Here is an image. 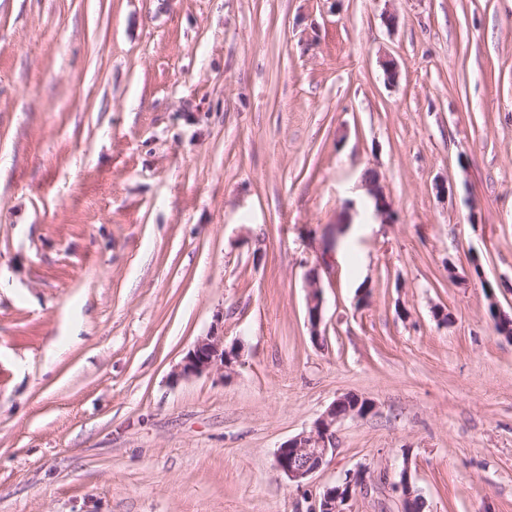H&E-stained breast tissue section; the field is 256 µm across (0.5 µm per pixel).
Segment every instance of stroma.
<instances>
[{
  "label": "stroma",
  "mask_w": 512,
  "mask_h": 512,
  "mask_svg": "<svg viewBox=\"0 0 512 512\" xmlns=\"http://www.w3.org/2000/svg\"><path fill=\"white\" fill-rule=\"evenodd\" d=\"M493 304L512 0H0V512H310L359 468L351 512H401L405 466L423 512H512ZM213 333L240 363L177 377ZM347 393L296 487L277 448ZM363 182L361 185L366 189L375 217L381 224L393 223L391 203L379 186L377 176L368 177L364 174ZM308 296H307V317L311 325V337L313 340H320L319 326L323 314V297L319 284V279L312 275L308 278Z\"/></svg>",
  "instance_id": "stroma-1"
}]
</instances>
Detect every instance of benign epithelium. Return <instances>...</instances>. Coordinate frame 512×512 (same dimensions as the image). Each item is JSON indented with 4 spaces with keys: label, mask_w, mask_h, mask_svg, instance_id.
Listing matches in <instances>:
<instances>
[{
    "label": "benign epithelium",
    "mask_w": 512,
    "mask_h": 512,
    "mask_svg": "<svg viewBox=\"0 0 512 512\" xmlns=\"http://www.w3.org/2000/svg\"><path fill=\"white\" fill-rule=\"evenodd\" d=\"M363 187L372 203L373 213L382 224L393 223L391 203L382 191L375 176H363ZM323 314V297L319 279L308 278L307 317L311 325V337L320 340L319 326ZM239 349L236 346L224 347V337L212 333L196 342L178 368L181 377H192L220 370L228 373L238 363ZM344 397L334 400L327 410L313 424L311 430L298 434L283 442L275 454L277 469L288 480L302 486L310 476L322 469L327 458L334 452L335 428L340 421L352 418H365L374 410V404L366 401L365 409L359 407L341 409L339 404ZM367 472L363 469L348 471L335 484L327 486L315 501L313 512H350V503L357 491L364 488ZM395 489L400 493L403 512H418L413 507L418 491L414 488L408 467H403Z\"/></svg>",
    "instance_id": "benign-epithelium-1"
}]
</instances>
